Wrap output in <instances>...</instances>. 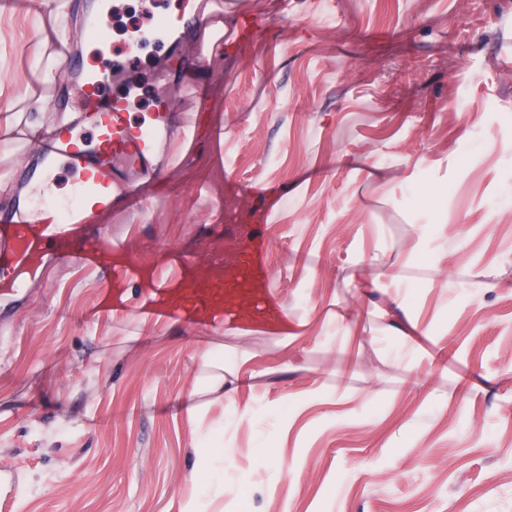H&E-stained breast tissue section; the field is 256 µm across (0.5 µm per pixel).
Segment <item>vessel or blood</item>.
Wrapping results in <instances>:
<instances>
[{
	"mask_svg": "<svg viewBox=\"0 0 512 512\" xmlns=\"http://www.w3.org/2000/svg\"><path fill=\"white\" fill-rule=\"evenodd\" d=\"M214 19L231 18L232 23L219 36L225 45L249 42L259 27L257 18L229 16L225 0H213ZM111 18L106 8H98L86 21L91 38L101 40L110 31ZM166 14H158L154 23L143 29L136 45L124 47L112 57V68L124 70V61L137 57L143 44L157 40L167 32ZM107 83L103 71L90 70L78 93L86 111L94 115L87 140L81 141L59 128H47L48 140L44 167L36 181L34 205L19 215L6 235L0 236V278L18 283L23 270L46 249L71 252L91 268L111 277L113 248L110 241L79 237L78 231L95 223L112 206L114 192L136 196L140 181L159 178L151 163L150 151L160 139L172 132L171 114L153 107L147 121H135L128 110V96L114 97L108 109H101V88ZM67 170L72 178L68 198H55L53 188L58 170ZM266 246H254L225 280H196L172 297L168 279L154 276L151 283L153 310L163 316L188 313L210 316L225 326L261 327L275 331L288 323V312L274 291L266 263Z\"/></svg>",
	"mask_w": 512,
	"mask_h": 512,
	"instance_id": "1",
	"label": "vessel or blood"
}]
</instances>
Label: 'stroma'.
Returning <instances> with one entry per match:
<instances>
[{"instance_id": "stroma-1", "label": "stroma", "mask_w": 512, "mask_h": 512, "mask_svg": "<svg viewBox=\"0 0 512 512\" xmlns=\"http://www.w3.org/2000/svg\"><path fill=\"white\" fill-rule=\"evenodd\" d=\"M231 7L260 18L255 40L193 66L187 38L158 88L172 111L204 109L220 143L172 139L146 206L114 195L83 229L124 245L140 277L109 288L52 252L24 291L0 281L11 512H179L194 492L208 512H512V0ZM27 12L0 11V106L41 125L22 100ZM42 156L36 141L0 153L16 174L0 225L29 205ZM269 185L282 209L258 223ZM258 236L287 336L141 320L150 271L178 277L190 255L208 279ZM215 346L266 373L225 372L235 405L210 409L224 455L209 460L181 403ZM201 462L242 496L194 488Z\"/></svg>"}]
</instances>
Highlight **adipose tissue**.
Here are the masks:
<instances>
[{
    "label": "adipose tissue",
    "mask_w": 512,
    "mask_h": 512,
    "mask_svg": "<svg viewBox=\"0 0 512 512\" xmlns=\"http://www.w3.org/2000/svg\"><path fill=\"white\" fill-rule=\"evenodd\" d=\"M32 22L38 35L37 45L31 52L34 82L26 87L24 99L29 110L47 112L51 109V100L41 94L40 89L54 84L56 70L71 53L72 46L66 28L57 22L56 0H39ZM200 369L201 383L188 393L184 404L185 414L195 428L207 432L209 454L220 457L224 454V429L208 422L206 408L208 401L218 402L224 397L223 352H203Z\"/></svg>",
    "instance_id": "1"
}]
</instances>
